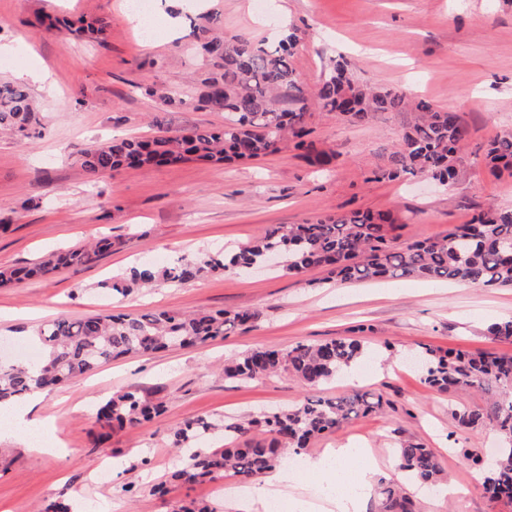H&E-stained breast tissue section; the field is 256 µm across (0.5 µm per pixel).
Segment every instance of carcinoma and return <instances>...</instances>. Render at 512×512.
<instances>
[{
  "label": "carcinoma",
  "mask_w": 512,
  "mask_h": 512,
  "mask_svg": "<svg viewBox=\"0 0 512 512\" xmlns=\"http://www.w3.org/2000/svg\"><path fill=\"white\" fill-rule=\"evenodd\" d=\"M219 18L216 12L189 18L183 39L195 46L209 65L199 79L198 108L224 114V124L86 146L77 151V157L87 173L98 176L124 168L175 166L193 160L218 164L256 160L278 152L288 143L297 150H306L319 165L330 163L331 155L315 151L308 142L310 104L292 63L301 40L299 29L285 28L271 42L258 43L242 35L219 34ZM33 26L58 37L85 34L102 39L107 30L102 20L86 25L82 20L51 16L37 18ZM315 104L324 117L352 125L369 123L377 112L416 113L392 152L389 165L376 173L379 181L421 174L449 184L460 172L467 131L461 116L450 109L437 110L402 90L360 83L342 59L333 60L317 90ZM36 112L35 101L25 86L0 81L1 132L20 139L40 136ZM482 161L492 175L505 171L512 174V131L488 144ZM392 229L390 215L369 210L281 224L240 249L230 264L252 268L272 258L291 275L322 268L328 278L350 284L379 278H424L512 287V210L489 206L469 223L459 224L439 238L406 244H396V238L390 236ZM111 248L112 241L101 238L90 247L79 245L29 267L1 269L0 286L46 277L64 266L90 264ZM226 268L224 251L220 250L168 266L145 262L113 278L107 286L112 293L126 297L140 286L182 284ZM255 318L251 310L190 315L156 310L48 321L35 331L44 350L40 359L0 361V402L34 388L47 390L74 382L114 359L201 345ZM486 333L496 342L512 343V320L492 322ZM365 354L362 341L351 337L298 343L287 349H252L225 363L224 376L248 381L283 373L316 390L353 368ZM418 359L424 383L438 392L481 390L490 394L486 405L464 406L455 416L463 429L476 431L490 425L499 433L497 455L482 463L486 471L482 487L490 500L512 503V355L423 347ZM381 407V399L365 394L312 395L294 408L222 427L206 417L186 421L168 434L182 463L168 482L157 485L155 492L167 494L169 483L210 482L224 476L241 482L256 479L275 468L284 455L297 456L320 435L333 433ZM163 411V403H154L138 390L128 389L100 405L96 424L104 438L117 429L134 428ZM257 428L265 438L253 436ZM394 459L409 482L421 487L435 486L443 472L437 454L421 443H398ZM376 508L378 512H415L416 504L401 487L381 480ZM38 512H74V508L68 499L60 497L44 501Z\"/></svg>",
  "instance_id": "1"
}]
</instances>
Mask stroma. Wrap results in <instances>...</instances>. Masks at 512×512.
Segmentation results:
<instances>
[{
  "mask_svg": "<svg viewBox=\"0 0 512 512\" xmlns=\"http://www.w3.org/2000/svg\"><path fill=\"white\" fill-rule=\"evenodd\" d=\"M128 0H0V79L23 81L34 97L42 138L0 137V268L40 261L50 251L112 238L111 252L95 262L59 269L47 279L0 288V338L28 352L41 324L98 312L181 313L249 309L256 318L205 344L111 361L83 379L46 392L34 419L46 422L63 454L31 452L15 436L0 437V512H35L47 498L81 499L89 512H177L184 501L203 499L215 512L244 510L241 500L212 494L211 483L179 485L153 494L167 480L178 455L167 433L197 417L243 421L261 410L293 407L307 389L286 375L245 383L225 378V359L259 347L285 349L354 337L367 346L357 380L336 378L325 387L336 397L354 391L380 396L381 410L312 442L308 453L354 443L369 451L380 476H390L393 450L402 440L433 448L458 497L437 502L431 490L413 492L416 512H512L490 502L475 480L472 456L491 455L499 444L492 427L460 428L454 409L480 405L478 391L431 390L411 366L391 368L396 356L420 347L493 350L512 354V344L492 341L491 322L512 319V288L478 287L419 278L340 284L316 268L299 276L281 270L251 274L230 268L177 285H163L121 299L104 289L112 276L141 262L167 264L227 245L243 246L272 224H297L362 209L388 212L400 241L434 238L467 223L481 208L512 209V177H494L473 154L512 129V0H179L182 14L217 9L225 36L273 39L281 26L305 29L293 66L307 91L321 83L330 58L345 57L359 82L411 90L432 107L455 103L471 147L456 183L421 176L375 181V170L412 119L381 112L363 126L313 117L316 150L331 153L319 166L286 146L255 161L178 167H141L89 176L78 148L115 138H147L198 126L219 125L222 114L197 109L201 61L176 37L159 29L142 39L127 18ZM41 14L107 22L104 43L37 33ZM38 63L47 82L18 78L17 69ZM157 85L182 98L162 109L144 94ZM130 388L166 403L163 414L97 441L98 404ZM118 457L127 466L96 482L100 465Z\"/></svg>",
  "mask_w": 512,
  "mask_h": 512,
  "instance_id": "stroma-1",
  "label": "stroma"
}]
</instances>
